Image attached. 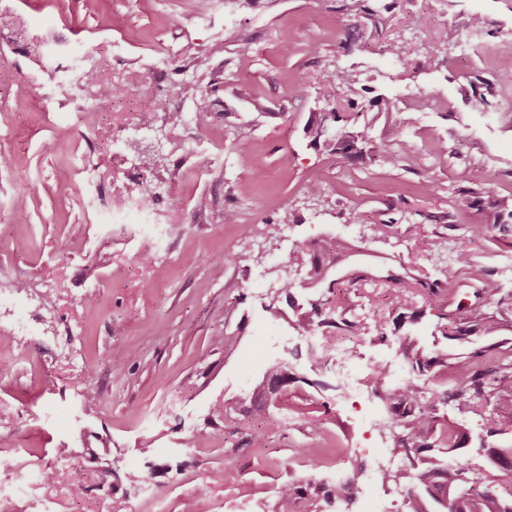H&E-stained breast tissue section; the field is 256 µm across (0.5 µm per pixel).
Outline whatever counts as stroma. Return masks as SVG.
I'll list each match as a JSON object with an SVG mask.
<instances>
[{
	"instance_id": "obj_1",
	"label": "stroma",
	"mask_w": 512,
	"mask_h": 512,
	"mask_svg": "<svg viewBox=\"0 0 512 512\" xmlns=\"http://www.w3.org/2000/svg\"><path fill=\"white\" fill-rule=\"evenodd\" d=\"M329 0H260L232 16L212 9L196 18L193 0H0V290L25 283L23 306L0 316V473L14 486L10 512H274L281 483L307 488L370 469L392 445L388 429H370L382 413L377 396L358 406L332 390L289 388L261 422L264 439L211 433L206 420L225 400L248 402L270 357L287 354L295 373L328 379L312 345L289 342V321L268 322L261 308L291 242L319 236L350 240L353 267L403 265L430 275L434 262L466 250L473 264L512 289V234L481 228L466 209L471 174L493 195L512 194V85L491 112L476 110L461 88L512 57V0H401L376 33L353 18L337 33ZM484 20L467 54L429 60L425 47ZM294 36L282 51L283 31ZM64 52H37L42 34ZM403 36L409 51L395 59L384 39ZM249 40L252 52L237 45ZM179 50L180 68L152 69L163 46ZM340 65L357 73L385 109L365 114L375 137L413 150L391 166L351 165L312 147L304 127L329 104L313 77ZM95 68L98 82L51 95L75 68ZM28 81L29 94L17 92ZM221 81L208 125L169 128L172 112L192 113L212 81ZM150 93L147 118L161 139V162L129 172L113 149L139 120L138 99ZM423 94L420 108L407 95ZM102 95L97 112L74 101ZM261 177L246 180L241 160ZM316 181L324 192L306 198ZM432 185L429 194L419 186ZM149 187L147 210L136 202ZM294 211L289 239L262 235L284 208ZM121 214L137 241L112 237L106 220ZM388 221L386 236L373 224ZM251 237H244L245 228ZM237 264L214 269L217 253ZM347 317L387 310L385 289L337 291ZM242 324L225 354V324ZM353 373L386 359L393 338L376 332L346 339ZM96 403L82 400L86 386ZM317 415L319 427L307 425ZM194 433L193 448L181 440ZM159 464L158 491L131 484L146 461ZM53 480L35 478L44 465ZM107 476L113 491L99 489ZM83 486L75 494V486Z\"/></svg>"
}]
</instances>
